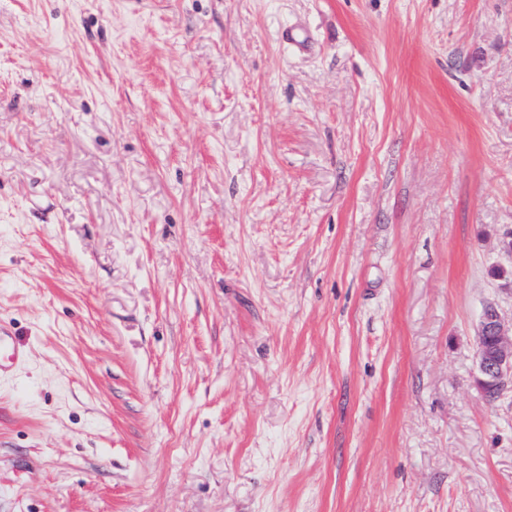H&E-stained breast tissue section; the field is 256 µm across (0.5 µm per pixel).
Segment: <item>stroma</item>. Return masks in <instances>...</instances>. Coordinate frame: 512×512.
Returning <instances> with one entry per match:
<instances>
[{"instance_id":"1","label":"stroma","mask_w":512,"mask_h":512,"mask_svg":"<svg viewBox=\"0 0 512 512\" xmlns=\"http://www.w3.org/2000/svg\"><path fill=\"white\" fill-rule=\"evenodd\" d=\"M511 232L512 0H0V512H512ZM475 385L487 399L496 398L512 380V321L507 326L497 307L488 304L477 328ZM23 358L22 351L15 345L13 336L6 325L0 324V371L19 363Z\"/></svg>"}]
</instances>
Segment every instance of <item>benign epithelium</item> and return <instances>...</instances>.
<instances>
[{
  "mask_svg": "<svg viewBox=\"0 0 512 512\" xmlns=\"http://www.w3.org/2000/svg\"><path fill=\"white\" fill-rule=\"evenodd\" d=\"M475 385L487 399L496 398L512 380V325L505 324L497 307L487 305L477 328Z\"/></svg>",
  "mask_w": 512,
  "mask_h": 512,
  "instance_id": "1",
  "label": "benign epithelium"
}]
</instances>
